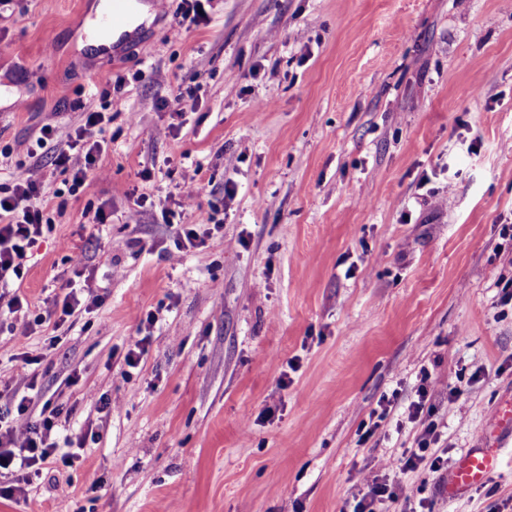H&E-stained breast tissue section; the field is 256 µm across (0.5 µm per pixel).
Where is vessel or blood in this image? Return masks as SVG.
I'll return each mask as SVG.
<instances>
[{"mask_svg": "<svg viewBox=\"0 0 512 512\" xmlns=\"http://www.w3.org/2000/svg\"><path fill=\"white\" fill-rule=\"evenodd\" d=\"M137 0H109V9L101 20L102 28L121 31L130 27ZM512 440V403L500 405L477 448L457 463L444 485L445 496L458 495L484 484L499 466V450Z\"/></svg>", "mask_w": 512, "mask_h": 512, "instance_id": "vessel-or-blood-1", "label": "vessel or blood"}]
</instances>
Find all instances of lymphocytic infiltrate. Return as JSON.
Segmentation results:
<instances>
[{"label": "lymphocytic infiltrate", "mask_w": 512, "mask_h": 512, "mask_svg": "<svg viewBox=\"0 0 512 512\" xmlns=\"http://www.w3.org/2000/svg\"><path fill=\"white\" fill-rule=\"evenodd\" d=\"M104 116L89 112L84 122L70 136L66 150L55 157V164L72 175L71 191L90 189V172L106 142ZM43 185L37 166L18 168L11 185L0 187V302L14 319L12 331L18 335H31L44 323L42 315L32 317L23 313L28 301L19 287L27 272L28 252L44 234L52 232L54 215L64 214L67 203L59 201L54 212H47L42 200ZM11 289V296H4V289ZM20 389L10 390L14 413L6 426L0 427V471H23L53 462L72 466L75 451H66L51 441L50 436L58 427L63 414L61 407L40 401L37 390L36 370L41 359L29 354L20 356ZM428 401L426 386H418L407 410L411 419L419 421L422 433L416 447L404 450L400 456L383 460L381 470L387 474L404 473L418 464H429L434 470L444 466L442 450L437 449L438 425L424 413ZM40 408V415H33V408Z\"/></svg>", "instance_id": "f902f5d3"}]
</instances>
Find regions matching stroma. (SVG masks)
Listing matches in <instances>:
<instances>
[{"instance_id":"obj_1","label":"stroma","mask_w":512,"mask_h":512,"mask_svg":"<svg viewBox=\"0 0 512 512\" xmlns=\"http://www.w3.org/2000/svg\"><path fill=\"white\" fill-rule=\"evenodd\" d=\"M99 2L0 9V184L48 124L44 193L68 195L21 291L52 308L73 249L101 298L30 336L0 316V388L41 356L38 388L70 412L56 441L100 433L0 512H351L376 461L416 445L423 367L456 463L512 398V0H212L186 31L167 0L117 57L86 43ZM91 111L110 144L73 193L54 159ZM191 176L180 221L211 234L180 253L162 214ZM447 477L403 475L408 512H512V447L458 497Z\"/></svg>"}]
</instances>
